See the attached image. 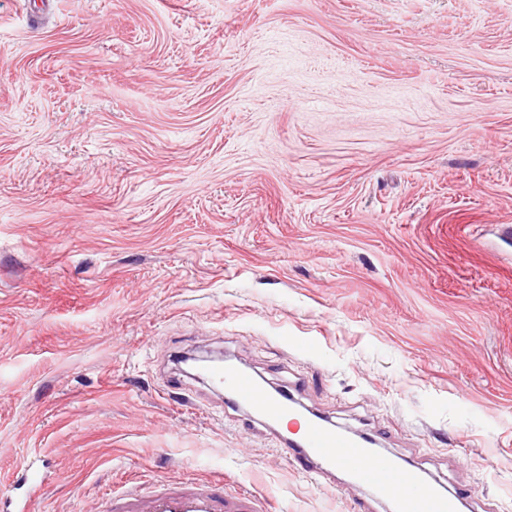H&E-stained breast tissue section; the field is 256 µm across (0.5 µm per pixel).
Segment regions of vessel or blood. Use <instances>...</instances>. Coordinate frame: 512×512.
Wrapping results in <instances>:
<instances>
[{
	"label": "vessel or blood",
	"mask_w": 512,
	"mask_h": 512,
	"mask_svg": "<svg viewBox=\"0 0 512 512\" xmlns=\"http://www.w3.org/2000/svg\"><path fill=\"white\" fill-rule=\"evenodd\" d=\"M208 377L228 393L234 405L275 421L302 416L300 437L286 445L300 472L315 474L340 467L377 498L392 502L395 512H459L467 499L461 489L425 480L419 471L380 454L330 421L301 415L296 401L270 393L245 371L215 365L210 367ZM106 512H258V501L246 491H225L223 478L215 477L208 481L185 480L149 492L130 486L113 492Z\"/></svg>",
	"instance_id": "b4317fda"
}]
</instances>
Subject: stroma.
<instances>
[{
  "label": "stroma",
  "mask_w": 512,
  "mask_h": 512,
  "mask_svg": "<svg viewBox=\"0 0 512 512\" xmlns=\"http://www.w3.org/2000/svg\"><path fill=\"white\" fill-rule=\"evenodd\" d=\"M512 0H0V494L224 474L391 512L181 355L512 512Z\"/></svg>",
  "instance_id": "obj_1"
}]
</instances>
